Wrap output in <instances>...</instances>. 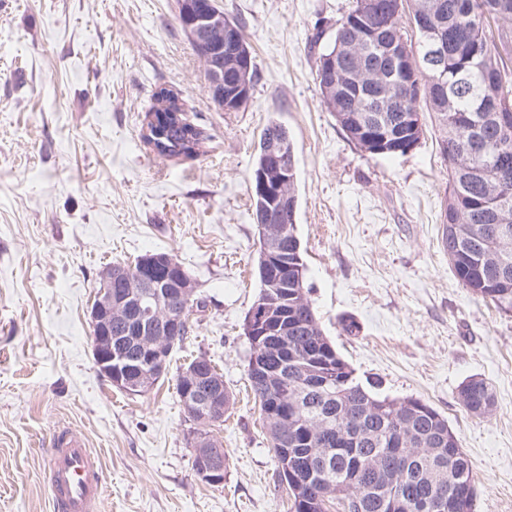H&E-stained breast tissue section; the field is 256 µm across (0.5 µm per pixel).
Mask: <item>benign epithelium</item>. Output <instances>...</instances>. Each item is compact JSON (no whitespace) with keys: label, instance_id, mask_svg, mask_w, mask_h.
Returning a JSON list of instances; mask_svg holds the SVG:
<instances>
[{"label":"benign epithelium","instance_id":"7a95c632","mask_svg":"<svg viewBox=\"0 0 512 512\" xmlns=\"http://www.w3.org/2000/svg\"><path fill=\"white\" fill-rule=\"evenodd\" d=\"M210 8L199 16L186 19L184 28L190 38L210 46L211 52L202 59L208 71V91L211 98L226 112H235L243 107V97L237 98L224 91V37L231 28L224 26L229 18L219 7L218 0H209ZM294 180V165L288 162L284 150L272 147L267 152L263 167L256 173L254 185L257 193L271 200L280 210L294 206L288 195V184ZM260 230L267 239L265 254L275 268L281 270L276 284L288 287V272H302L299 244L291 241V248L279 247L276 229L267 220L261 221ZM137 281L141 285L122 292L112 290V267L104 268L99 275L100 287L96 293L89 318L92 328V354L99 372L122 391L137 395L147 386L150 376L161 378L168 373L171 354V337L180 335L185 325L183 317L168 313L169 305L182 302L189 306L195 290L185 270L168 256L147 254L139 261ZM122 321V336H133L139 352L130 356L121 336L112 335V320ZM288 298L263 299L252 309L248 319L247 335L252 342L251 368L261 370L262 361L269 353L281 355L288 360L289 325ZM205 357L184 373L187 384L179 393L181 403L188 413L199 407L216 417L224 412V404L215 396L199 399L194 392L195 384L202 380ZM276 399L288 395V377L263 374ZM209 437L203 433L188 436V447L195 460V472L204 481L213 485L224 484V452L211 451Z\"/></svg>","mask_w":512,"mask_h":512}]
</instances>
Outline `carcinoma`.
<instances>
[{"label": "carcinoma", "instance_id": "1", "mask_svg": "<svg viewBox=\"0 0 512 512\" xmlns=\"http://www.w3.org/2000/svg\"><path fill=\"white\" fill-rule=\"evenodd\" d=\"M409 16L416 40L402 25ZM236 42L224 49V82L237 86ZM438 57L431 63L425 57ZM315 80L336 82V96L324 101L346 138L361 152H374L366 136L382 135L379 156L405 154L418 145L425 123L404 124L413 109L429 112L439 132V150L448 170L441 203V245L463 287L503 314H512V238L501 242L499 228L512 231V140L500 125H512V0H354L332 27L316 57ZM141 138L161 157L191 156L202 131L187 123L182 108L164 90ZM288 136L279 123L263 129L259 151ZM272 222L291 237L297 210H273ZM297 333L288 336V396L301 404L271 409L268 387L247 371L260 405L275 458L278 485L291 474L311 478L319 500L289 495L291 512H333L336 491L357 495L355 512H422L426 498L446 502L457 512L454 493L476 492L469 461L457 436L442 442L447 420L432 406L397 408L398 399L373 389L360 390L354 370H332L325 387L304 391L306 350L326 343L317 312L296 283L288 287ZM458 399L467 413L483 417L495 400L482 377L463 382ZM192 429L210 433L220 421L201 410L187 417Z\"/></svg>", "mask_w": 512, "mask_h": 512}]
</instances>
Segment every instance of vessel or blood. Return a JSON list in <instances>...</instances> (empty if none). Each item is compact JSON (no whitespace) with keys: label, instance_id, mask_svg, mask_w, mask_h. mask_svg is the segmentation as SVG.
<instances>
[{"label":"vessel or blood","instance_id":"obj_1","mask_svg":"<svg viewBox=\"0 0 512 512\" xmlns=\"http://www.w3.org/2000/svg\"><path fill=\"white\" fill-rule=\"evenodd\" d=\"M44 479L53 512H98L105 484L102 461L70 429L55 432L44 462Z\"/></svg>","mask_w":512,"mask_h":512}]
</instances>
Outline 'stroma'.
I'll return each instance as SVG.
<instances>
[{
    "instance_id": "obj_1",
    "label": "stroma",
    "mask_w": 512,
    "mask_h": 512,
    "mask_svg": "<svg viewBox=\"0 0 512 512\" xmlns=\"http://www.w3.org/2000/svg\"><path fill=\"white\" fill-rule=\"evenodd\" d=\"M254 56L245 108L207 92L177 0H0V512H52L43 465L70 427L106 472L99 512H289L247 383L246 312L259 294L250 183L279 121L294 145L307 296L360 382L417 398L458 435L474 512H512V315L471 295L441 246L448 183L428 127L411 153L350 143L315 81V29L352 0H219ZM178 92L204 132L196 155L157 157L140 137L156 89ZM174 254L207 308L147 394L96 369L88 311L100 270ZM359 335L340 333L341 314ZM207 356L234 403L215 433L224 484L195 474L175 376ZM491 416L459 404L469 378ZM286 136H288V132L281 124L273 120L270 121L262 131L255 166L258 164L262 152L265 149L269 148L273 143H275L276 146H280L281 142L286 139ZM458 399L466 412L475 417L490 414L495 405L492 386L482 377H472L463 382Z\"/></svg>"
}]
</instances>
